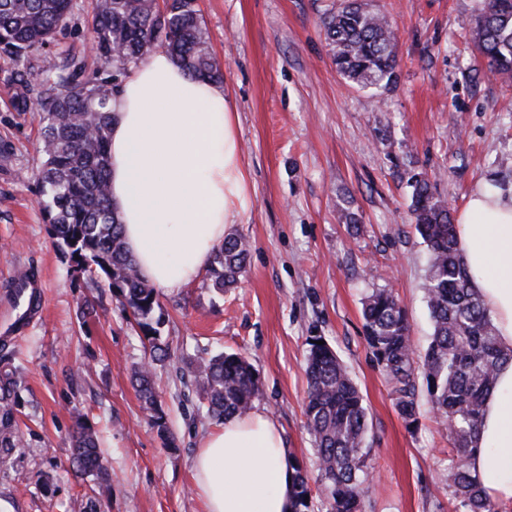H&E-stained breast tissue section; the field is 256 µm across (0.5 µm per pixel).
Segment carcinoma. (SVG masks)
I'll use <instances>...</instances> for the list:
<instances>
[{"mask_svg":"<svg viewBox=\"0 0 512 512\" xmlns=\"http://www.w3.org/2000/svg\"><path fill=\"white\" fill-rule=\"evenodd\" d=\"M72 0H0V50L16 62L45 45L68 22ZM321 31L337 72L363 88L389 85L398 62L397 36L389 18L366 9L360 0H339L321 17ZM473 45L489 72L512 81V0H482L472 22ZM99 68L87 74L83 58L71 54L52 71L33 77L34 99L23 97L19 111L40 126L46 157L39 173L49 233L65 248L72 275L91 282L103 277L147 342L150 362L135 374L143 410L165 443L172 442L157 400L153 365L163 360V317L158 294L140 275L110 208L107 174L109 101L129 69L162 46L188 76L217 81L219 63L210 51L197 0H95L93 38ZM415 230L430 254L426 284L433 334L424 354L411 340L405 311L390 288H374L362 315L371 351L395 396L407 426L417 423L418 384L448 428L452 444L446 468L449 487L463 512H496L471 472L470 457L479 433L485 399L496 371L512 361L503 351L495 325L459 255L457 232L447 203L436 197L422 172L408 178ZM248 243L224 239L207 269L220 291L245 270ZM321 336L307 339L306 418L315 445L318 478L326 512H363V485L372 476L367 443L368 412L363 395L336 351ZM197 395L206 414L218 421L248 412L262 396L254 367L238 353L199 362ZM18 384L0 373V451L18 447L15 416ZM72 453L84 472L100 483L111 480L96 433L77 423ZM312 495L303 464L296 463L292 512H312Z\"/></svg>","mask_w":512,"mask_h":512,"instance_id":"carcinoma-1","label":"carcinoma"}]
</instances>
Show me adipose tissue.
<instances>
[{
	"label": "adipose tissue",
	"mask_w": 512,
	"mask_h": 512,
	"mask_svg": "<svg viewBox=\"0 0 512 512\" xmlns=\"http://www.w3.org/2000/svg\"><path fill=\"white\" fill-rule=\"evenodd\" d=\"M110 202L141 276L173 291L197 282L233 217L250 206L237 115L221 84L188 77L163 52L131 68L111 98ZM458 248L512 350V194L481 185L458 215ZM204 512H289L294 460L275 418L234 415L193 460ZM471 472L498 512H512V362L488 396Z\"/></svg>",
	"instance_id": "adipose-tissue-1"
}]
</instances>
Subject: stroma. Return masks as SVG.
I'll return each mask as SVG.
<instances>
[{
  "mask_svg": "<svg viewBox=\"0 0 512 512\" xmlns=\"http://www.w3.org/2000/svg\"><path fill=\"white\" fill-rule=\"evenodd\" d=\"M329 0H197L238 115L251 207L227 226L249 243L246 270L217 292L198 280L160 293L169 349L155 386L174 437L165 445L133 383L146 349L107 283L73 279L40 204L39 125L18 111L22 89L0 52V345L22 390L19 448L0 456V512H78L92 485L71 455L77 420L98 432L112 482L102 512H203L192 463L219 428L199 408L195 366L222 352L260 376L255 409L272 414L288 450L315 473L306 426V339L321 335L358 384L368 410L374 477L363 512H458L443 474L451 441L426 395L408 429L366 341L362 302L375 282L397 294L418 351L433 324L428 252L407 185L425 172L460 212L477 186L512 189V86L496 80L463 26L477 0H369L398 32L394 82L359 89L340 76L320 30ZM93 0H72L66 29L32 49L39 74L89 54ZM355 213L357 225L347 224ZM22 270L42 283L41 313L15 330L10 285ZM95 303L82 317L83 299Z\"/></svg>",
  "mask_w": 512,
  "mask_h": 512,
  "instance_id": "obj_1",
  "label": "stroma"
}]
</instances>
